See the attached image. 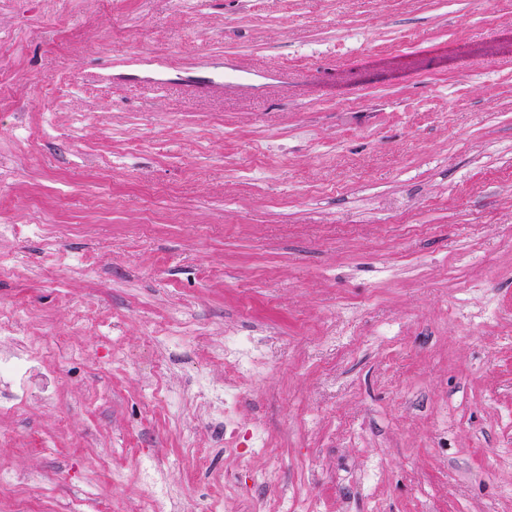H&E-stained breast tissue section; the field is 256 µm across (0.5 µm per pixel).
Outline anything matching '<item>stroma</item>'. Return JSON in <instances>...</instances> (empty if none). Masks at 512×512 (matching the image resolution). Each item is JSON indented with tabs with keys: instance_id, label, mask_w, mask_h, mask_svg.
Returning a JSON list of instances; mask_svg holds the SVG:
<instances>
[{
	"instance_id": "35a3bbf8",
	"label": "stroma",
	"mask_w": 512,
	"mask_h": 512,
	"mask_svg": "<svg viewBox=\"0 0 512 512\" xmlns=\"http://www.w3.org/2000/svg\"><path fill=\"white\" fill-rule=\"evenodd\" d=\"M0 224V512H512V0H0ZM262 360L256 342L243 336H225L224 367L236 373L256 372ZM37 358L26 352H0V383L7 386L9 391L1 396L0 409L7 410L14 406V401L22 400L28 390V379L35 369ZM221 391L222 397H218L217 395L213 394V392L209 389L208 386L203 385L199 390V395L201 396L205 394H210L214 395L218 400H220V402L222 403V423H224V431H229L230 437L233 439V437L238 436L237 426L235 425V422L233 420V406L237 397V393L234 388L226 385L221 389ZM250 443H251V453L248 456L243 455L238 451V448H224V451L230 454L237 455L249 472L250 479L253 481L255 485L265 486L269 482H271L273 478V471L270 468L258 469L251 466L252 456L256 453L261 452L264 448H266V439L264 435L258 431H252L250 434ZM153 492L143 499L138 512H167L168 490L165 483L153 482Z\"/></svg>"
}]
</instances>
